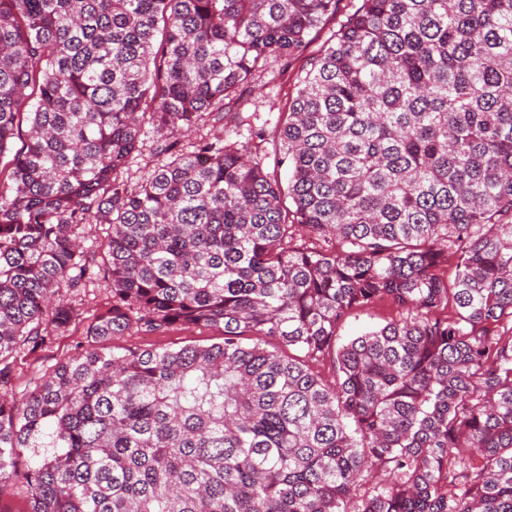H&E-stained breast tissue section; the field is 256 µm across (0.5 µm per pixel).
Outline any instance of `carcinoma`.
Wrapping results in <instances>:
<instances>
[{
  "mask_svg": "<svg viewBox=\"0 0 512 512\" xmlns=\"http://www.w3.org/2000/svg\"><path fill=\"white\" fill-rule=\"evenodd\" d=\"M337 2L0 0V156L28 123L0 192V487L26 459L28 512H512V0H358L272 152L178 148L206 113L245 125L224 100ZM150 133L166 161L133 183ZM99 251L92 344L8 395ZM381 297L403 316L342 340ZM176 324L224 339L104 346Z\"/></svg>",
  "mask_w": 512,
  "mask_h": 512,
  "instance_id": "1",
  "label": "carcinoma"
}]
</instances>
